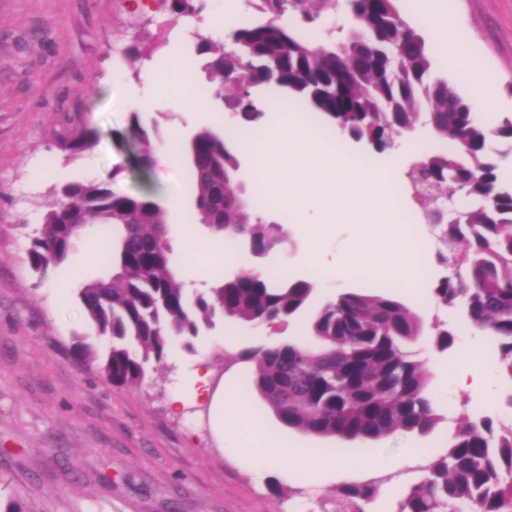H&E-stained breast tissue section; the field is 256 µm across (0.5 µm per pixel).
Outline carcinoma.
<instances>
[{"instance_id":"carcinoma-1","label":"carcinoma","mask_w":512,"mask_h":512,"mask_svg":"<svg viewBox=\"0 0 512 512\" xmlns=\"http://www.w3.org/2000/svg\"><path fill=\"white\" fill-rule=\"evenodd\" d=\"M404 0H258L263 17L229 27V43L198 32L195 54L218 81L215 95L238 116V131L259 123L266 107L253 88L273 84L311 117L351 139L372 141L382 152L429 126L441 148L422 154L407 172L420 201L437 191L454 202L459 219L443 236L454 248L439 254L450 274L432 288L436 302L459 308L463 319L496 344L504 377L512 381V174L499 159L512 151V118L490 125L470 102L434 74L435 49L423 29L406 17ZM344 11L353 27L342 40L318 42L323 16ZM176 17L199 12L197 0H170ZM117 146L130 140L146 163L165 135L140 113L124 130L112 131ZM85 130L67 131L64 149L82 154ZM235 135L197 132L182 156L195 191L194 220L219 240L240 239L260 259L287 243L279 224L252 218L253 203L234 188L239 152ZM47 206L43 225L27 252L31 270L43 277L65 265L76 250L81 224L112 240L99 258L110 273L93 279L77 297L98 348L75 338L72 355L98 363L114 386H137L150 362L161 363L176 339L193 341L217 318L252 327L300 315L315 290L310 279L283 268L257 265L189 298L172 268L163 208L151 194H118L96 180L68 182ZM422 323L384 293H341L308 319L304 339L241 352L244 381L285 427L321 438L377 440L394 431L427 434L439 421L429 395V373L406 345ZM420 476L398 500L397 512H512V424L489 416L464 418L449 447L427 458ZM380 482L336 489V496L373 501Z\"/></svg>"}]
</instances>
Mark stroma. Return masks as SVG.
Masks as SVG:
<instances>
[{"label": "stroma", "mask_w": 512, "mask_h": 512, "mask_svg": "<svg viewBox=\"0 0 512 512\" xmlns=\"http://www.w3.org/2000/svg\"><path fill=\"white\" fill-rule=\"evenodd\" d=\"M451 16L469 47V63L498 90L491 122L512 117V0H436ZM172 16L160 0H0V512L9 503L23 512H335L337 488L381 479L379 497L368 512H395L403 490L417 479L427 457L446 450L460 420L480 412L504 415L512 383L497 363L480 365L490 389H457L451 375L432 372L430 389L440 417L427 434L401 430L377 441L315 437L281 425L258 395H250L254 415L265 425L262 436L242 431L237 444H225L212 427V413L195 404L181 378L194 361L205 360L224 390L235 393L243 376L234 355L255 345H276L300 337L306 315L251 328L232 319L217 321L194 343L174 345L163 366L149 368L136 388L106 382L96 366L71 354L74 335L91 327L75 292L58 297L57 288H76L107 270L96 261L94 232L77 243L90 261L81 273L64 269L40 278L27 260L32 238L48 204L66 181L91 178L122 193L154 192L161 206L180 198L193 210L195 194L183 168L165 148L152 151L147 170L134 162V145L116 146L112 133L124 129L131 113L157 122L164 133L191 139L208 126L227 128L237 120L214 98L204 58L194 55V32L201 16ZM140 59L130 60L129 48ZM194 56L195 95L209 105L192 113L168 104L146 108L140 74L152 67L166 74L170 94L184 96V85L169 70L171 55ZM70 114L73 128L94 137L81 156L62 146L60 119ZM427 128H418L398 151L377 152L349 142L362 162L393 167L404 176L421 149L436 148ZM258 216L284 227L291 246L266 263L303 272L300 256L308 246L303 216L261 204ZM169 237L185 229L178 213L166 214ZM194 233L202 245L199 265L240 274L254 260L243 251L225 259L223 242L203 227ZM409 307L423 333L409 348L426 366L462 362L470 344L486 346L483 333L462 324L434 300L419 301L414 290L398 284L384 288ZM448 325L455 345L437 352L431 344L434 324ZM182 406H174L175 398ZM334 448L337 470L306 472L276 462L278 448ZM407 465H400L402 456ZM360 457L375 463L372 472L353 468Z\"/></svg>", "instance_id": "1"}]
</instances>
